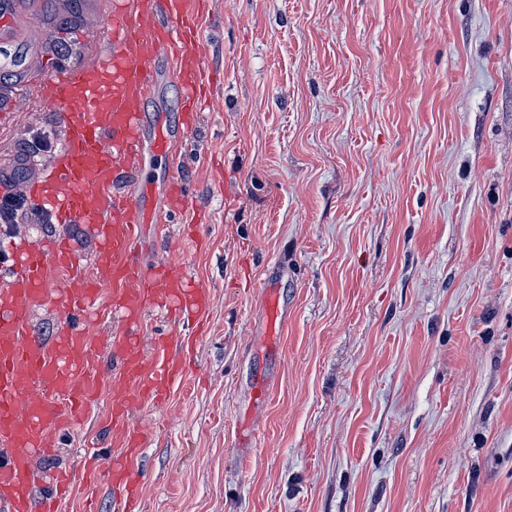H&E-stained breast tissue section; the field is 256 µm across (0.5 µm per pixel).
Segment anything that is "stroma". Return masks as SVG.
<instances>
[{
	"label": "stroma",
	"mask_w": 512,
	"mask_h": 512,
	"mask_svg": "<svg viewBox=\"0 0 512 512\" xmlns=\"http://www.w3.org/2000/svg\"><path fill=\"white\" fill-rule=\"evenodd\" d=\"M113 2L39 0L32 73L94 62ZM197 32L223 87L142 175L191 196L145 257L212 305L191 369L132 414L146 512H512V0H207ZM177 68L158 63L144 103L172 125ZM58 129L30 88L0 122V176L30 178V139ZM276 268L289 317L269 351L252 338ZM111 296L88 329L97 396L38 474L120 451Z\"/></svg>",
	"instance_id": "35a3bbf8"
}]
</instances>
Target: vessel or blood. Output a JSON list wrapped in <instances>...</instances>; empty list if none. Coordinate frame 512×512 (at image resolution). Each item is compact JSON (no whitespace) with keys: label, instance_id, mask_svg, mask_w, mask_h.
<instances>
[{"label":"vessel or blood","instance_id":"b4317fda","mask_svg":"<svg viewBox=\"0 0 512 512\" xmlns=\"http://www.w3.org/2000/svg\"><path fill=\"white\" fill-rule=\"evenodd\" d=\"M33 0H0V67L20 73L19 89L32 83L21 50ZM178 62L181 129L148 122L143 103L158 81L155 61ZM201 51L189 0H117L112 32L89 66L60 60L42 84L43 102L60 112L62 148L24 187L29 203L49 223L82 225L97 244L91 268H84L66 239L41 241L19 234L7 251L9 272L0 277V512H58L74 481L91 484L94 468L52 471L46 492L35 496L34 462L54 447L60 425L78 422L94 394V355L99 346L86 334L84 318L102 285L112 288L113 312L124 324L118 339L121 365L112 380L111 430L122 450L105 472L112 488V512H139L141 490L130 463L144 435L129 422L140 401L162 402L184 373L170 355L177 339L159 337L145 354L137 329L148 305L165 308L183 323L202 322L211 295L167 260H139L147 225L179 215L189 197L183 181L145 186L155 201L147 209L125 190L153 157L169 153L179 133L198 123L207 91ZM61 273L53 281V273ZM61 295V330L51 342L36 336L31 313ZM262 337L276 348L277 326L288 322V304L275 280L261 295Z\"/></svg>","mask_w":512,"mask_h":512}]
</instances>
